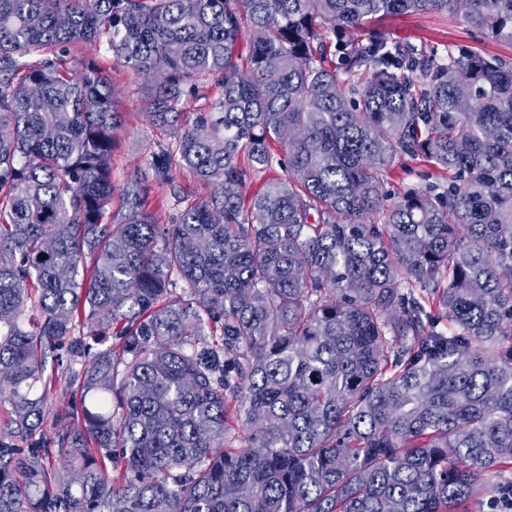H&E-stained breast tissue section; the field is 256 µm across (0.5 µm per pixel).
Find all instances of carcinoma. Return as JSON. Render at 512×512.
I'll return each mask as SVG.
<instances>
[{
    "mask_svg": "<svg viewBox=\"0 0 512 512\" xmlns=\"http://www.w3.org/2000/svg\"><path fill=\"white\" fill-rule=\"evenodd\" d=\"M448 11L512 42V0H0V512H481L507 492L512 64L373 27ZM101 41L173 137L113 225L123 114L66 55ZM398 156L448 181L394 197ZM175 164L213 189L158 224L149 182ZM57 388L79 403L34 441Z\"/></svg>",
    "mask_w": 512,
    "mask_h": 512,
    "instance_id": "carcinoma-1",
    "label": "carcinoma"
}]
</instances>
